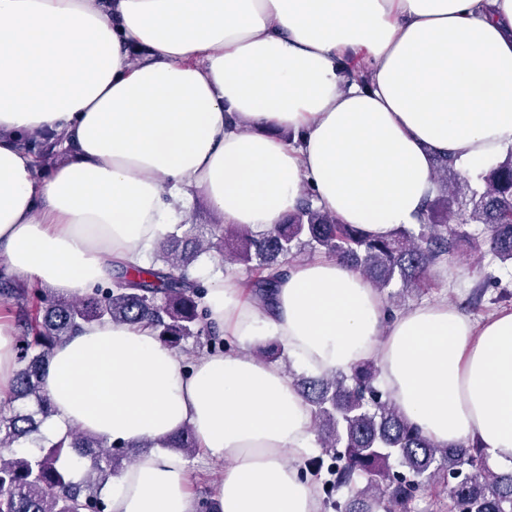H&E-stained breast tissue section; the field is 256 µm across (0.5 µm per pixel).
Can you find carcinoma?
I'll use <instances>...</instances> for the list:
<instances>
[{"instance_id":"carcinoma-1","label":"carcinoma","mask_w":512,"mask_h":512,"mask_svg":"<svg viewBox=\"0 0 512 512\" xmlns=\"http://www.w3.org/2000/svg\"><path fill=\"white\" fill-rule=\"evenodd\" d=\"M59 139H25L22 148L44 166L60 155ZM438 190L420 223L375 238L355 224L302 197L294 213L266 232L245 225L176 224L159 239L150 266L114 269L112 280L82 298H54L0 268V304L15 313V386L0 400V512H105L102 490L133 462L130 446L69 429L32 453L20 440L41 438L53 416L42 377L54 348L90 321L149 322L157 339L191 360L228 346L209 321L206 286L191 272L204 256L240 267L255 294L272 306V289L292 261L321 253L359 271L380 292L398 282L417 293L433 269L464 249L476 259L488 253L512 267V150L476 176L435 158ZM482 226L480 232L471 225ZM257 354L288 361L277 342ZM377 365L367 359L350 371L294 378L310 405L321 452L304 468L322 482L335 512H412L422 492L441 484L448 512H512V473L489 468L483 451L466 443L441 447L404 421L377 385ZM190 459L196 440L185 427L165 443ZM346 491L343 498L333 494Z\"/></svg>"}]
</instances>
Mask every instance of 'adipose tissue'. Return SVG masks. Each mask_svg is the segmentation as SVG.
I'll list each match as a JSON object with an SVG mask.
<instances>
[{"mask_svg":"<svg viewBox=\"0 0 512 512\" xmlns=\"http://www.w3.org/2000/svg\"><path fill=\"white\" fill-rule=\"evenodd\" d=\"M42 134L74 149L44 179L17 145ZM509 148L512 0H0V256L60 295L143 263L196 192L257 233L308 192L385 237L419 223L435 156L473 170ZM206 304L237 348L188 369L148 325L92 321L54 351L49 436L154 445L110 512H195L187 459L159 447L185 426L219 467L221 512H321L309 406L247 352L271 338L315 375L375 359L407 422L512 471L511 311L390 317L330 259L294 262L272 311L229 277Z\"/></svg>","mask_w":512,"mask_h":512,"instance_id":"ef3b65f1","label":"adipose tissue"}]
</instances>
